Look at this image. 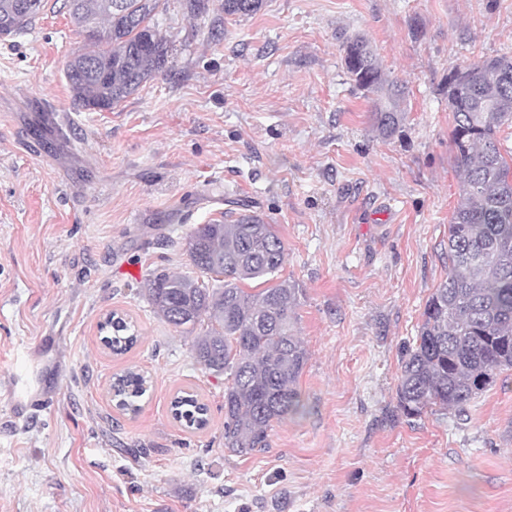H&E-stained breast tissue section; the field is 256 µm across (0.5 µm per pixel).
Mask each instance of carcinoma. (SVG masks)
I'll list each match as a JSON object with an SVG mask.
<instances>
[{
    "instance_id": "cac0c4a2",
    "label": "carcinoma",
    "mask_w": 512,
    "mask_h": 512,
    "mask_svg": "<svg viewBox=\"0 0 512 512\" xmlns=\"http://www.w3.org/2000/svg\"><path fill=\"white\" fill-rule=\"evenodd\" d=\"M0 0V22L13 36L28 29L44 0ZM264 0H224V16L250 17ZM85 48L65 65L72 100L85 110H110L165 71L171 46L152 17L159 0H64ZM346 72L371 100L372 131L382 140L401 132L404 87L389 78L370 42L356 36L343 47ZM445 93L454 112L453 162L462 177L448 224V277L428 299L414 346L401 359L397 406L407 417L427 409L462 412L512 369V152L500 132L512 126V57H481L448 71ZM200 276L165 273L147 285L154 312L192 336L200 369L225 376L224 447L245 455L269 447L273 424L304 412L298 379L308 354L296 330L300 289L274 282L286 259L284 242L264 217L224 212L186 237ZM244 281L265 287L247 292ZM105 327L112 353L138 339L112 314ZM147 379L129 370L112 383L119 408L142 396ZM189 428L208 422V406L184 392L171 402Z\"/></svg>"
}]
</instances>
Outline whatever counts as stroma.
<instances>
[{
  "label": "stroma",
  "instance_id": "35a3bbf8",
  "mask_svg": "<svg viewBox=\"0 0 512 512\" xmlns=\"http://www.w3.org/2000/svg\"><path fill=\"white\" fill-rule=\"evenodd\" d=\"M222 3L193 19L165 0L168 72L100 112L73 104L64 66L84 40L59 0L0 37V512H512V369L460 415L396 402L448 275V70L512 55V0H265L245 18ZM356 34L408 87L387 141L342 66ZM230 197L283 238L308 352L304 413L247 455L224 447L223 377L143 295L155 274L196 276L185 236ZM113 313L138 336L121 355L100 329ZM128 370L148 390L121 410ZM182 391L205 428L173 419Z\"/></svg>",
  "mask_w": 512,
  "mask_h": 512
}]
</instances>
